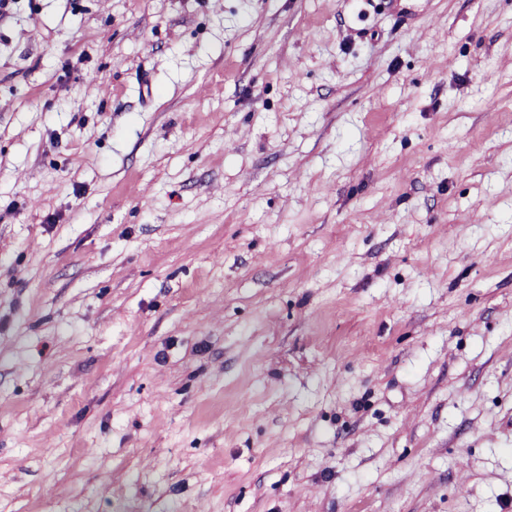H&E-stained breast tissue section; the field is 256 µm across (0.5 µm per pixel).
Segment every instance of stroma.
Here are the masks:
<instances>
[{"label":"stroma","instance_id":"stroma-1","mask_svg":"<svg viewBox=\"0 0 512 512\" xmlns=\"http://www.w3.org/2000/svg\"><path fill=\"white\" fill-rule=\"evenodd\" d=\"M0 512H512V0H14Z\"/></svg>","mask_w":512,"mask_h":512}]
</instances>
